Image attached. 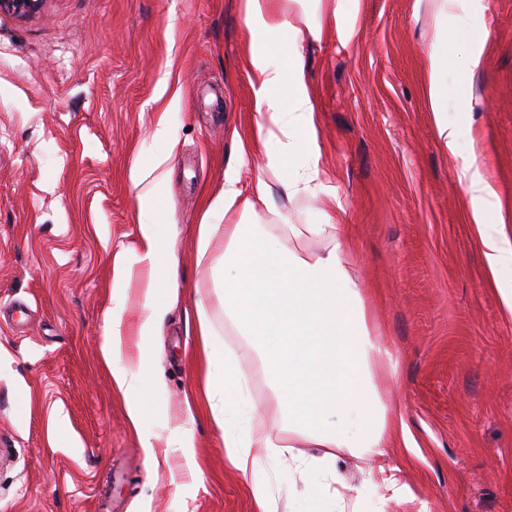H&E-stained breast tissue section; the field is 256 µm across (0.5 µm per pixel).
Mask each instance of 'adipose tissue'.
Instances as JSON below:
<instances>
[{"mask_svg": "<svg viewBox=\"0 0 512 512\" xmlns=\"http://www.w3.org/2000/svg\"><path fill=\"white\" fill-rule=\"evenodd\" d=\"M240 10L251 35L248 49L250 82L260 116L252 144L276 142L277 151L256 179L253 191L268 201L273 187L288 197L323 191L319 165L315 105L302 74L300 55L288 62L272 59L265 34L288 28L287 20L270 18L267 0H240ZM428 97L439 137L456 149L460 134L448 122V48L440 46L428 57ZM473 205V222L491 272L512 267V238L503 225L486 221L495 193L486 180L461 172ZM241 191L234 175L224 178V192L213 207L224 223L198 227L197 257L206 272L221 274L217 289L224 317L242 335L238 349H225L215 337L206 307H198V324L207 361L209 408L232 466L240 473L255 472L262 464L287 462L298 474L312 512H346L340 491L344 477L340 452L358 459L383 455L389 431V408L374 384L375 371L392 365L370 327L358 282L345 260L348 243L332 217L319 224H295L273 210L276 226L246 221L236 211ZM307 239L329 243L325 255L306 258L294 245ZM223 253H215V242ZM164 262L167 278L176 281L178 255L173 241L162 239L158 225L139 226V246L115 262L117 281L129 282L136 265ZM112 328L101 346L112 380L127 397V417L140 427L141 370L123 354L121 315L124 292L112 297ZM261 354L276 382L273 411L287 419L276 426L266 415L241 407L248 389L241 363ZM311 445L304 452L295 437ZM372 499L359 500L358 512H385L388 502L414 505L429 512L395 470L367 473Z\"/></svg>", "mask_w": 512, "mask_h": 512, "instance_id": "obj_1", "label": "adipose tissue"}]
</instances>
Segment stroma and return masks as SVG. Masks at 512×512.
Here are the masks:
<instances>
[{
  "instance_id": "1",
  "label": "stroma",
  "mask_w": 512,
  "mask_h": 512,
  "mask_svg": "<svg viewBox=\"0 0 512 512\" xmlns=\"http://www.w3.org/2000/svg\"><path fill=\"white\" fill-rule=\"evenodd\" d=\"M268 6L290 22L268 37L272 57L303 56L326 172L318 196L277 188L273 202L297 224L335 216L350 239L345 258L396 363L375 377L394 423L383 463L431 512H512V317L457 179L475 159L498 203L486 219L512 233V0H458L444 16L433 0H322L340 21L317 38L298 0ZM464 13L488 36L474 70L459 66L462 49L449 54L448 121L462 134L452 154L427 66ZM249 42L239 0H43L0 14V512H255L257 478L271 482L277 512H307L287 466H230L207 411L198 305L228 348L240 338L197 265L196 227L225 174L249 200L267 160L262 147L239 151L258 119ZM162 119L171 140L153 137ZM152 187L141 209L137 194ZM146 221L177 242L179 289L169 298L160 263L126 285V354L143 372L136 431L101 344L113 257L137 246ZM150 277L168 307L143 336Z\"/></svg>"
}]
</instances>
